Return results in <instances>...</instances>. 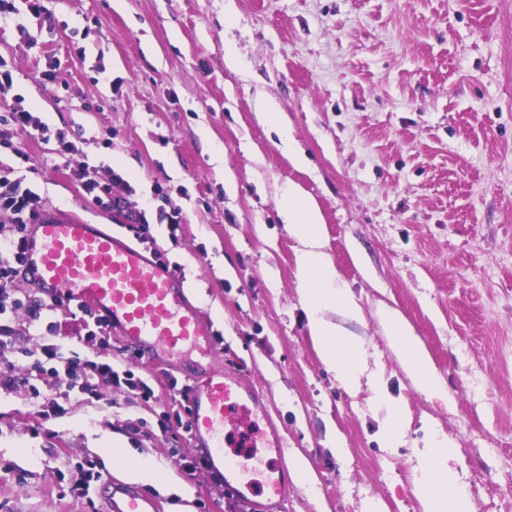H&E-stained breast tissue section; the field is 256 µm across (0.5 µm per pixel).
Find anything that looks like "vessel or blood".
Wrapping results in <instances>:
<instances>
[{"instance_id":"b4317fda","label":"vessel or blood","mask_w":512,"mask_h":512,"mask_svg":"<svg viewBox=\"0 0 512 512\" xmlns=\"http://www.w3.org/2000/svg\"><path fill=\"white\" fill-rule=\"evenodd\" d=\"M25 267L45 299L68 295L101 315L131 347L176 355L197 351L196 372L187 376L188 420L197 447L224 470V489L234 496L262 493L265 512H283L288 465L283 438L261 427L240 435V417L265 409L239 376L213 368V327L187 298L180 280L135 246L99 225L47 216L25 246ZM102 512H157L156 501L132 484L104 480Z\"/></svg>"}]
</instances>
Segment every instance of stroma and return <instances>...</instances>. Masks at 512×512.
Masks as SVG:
<instances>
[{
  "label": "stroma",
  "mask_w": 512,
  "mask_h": 512,
  "mask_svg": "<svg viewBox=\"0 0 512 512\" xmlns=\"http://www.w3.org/2000/svg\"><path fill=\"white\" fill-rule=\"evenodd\" d=\"M14 4L17 19L0 21L13 77L0 110L23 96L79 152L60 166L57 141L3 121L0 170L24 175L40 210L100 225L183 280L216 329L214 366L263 392L287 461L316 478L285 512H421L410 459L427 423L454 442L448 465L475 512H512V0H43L38 16ZM268 100L306 166L279 149ZM115 173L125 186L84 193ZM288 187L320 210L322 251L363 314L347 327L409 423L400 447L384 446L373 393L321 361L278 210ZM170 207L177 234L154 223L137 240L140 212ZM389 308L447 400L417 390ZM10 318L2 371L45 330L27 309ZM111 336L109 355L154 399L105 388L46 420L26 385L0 391V512H101L97 492L70 486L87 459L123 478L105 451L115 434L166 472L145 488L159 512H252L218 471L185 468L200 451L172 413L196 352L150 358Z\"/></svg>",
  "instance_id": "obj_1"
}]
</instances>
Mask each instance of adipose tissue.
<instances>
[{
	"instance_id": "obj_1",
	"label": "adipose tissue",
	"mask_w": 512,
	"mask_h": 512,
	"mask_svg": "<svg viewBox=\"0 0 512 512\" xmlns=\"http://www.w3.org/2000/svg\"><path fill=\"white\" fill-rule=\"evenodd\" d=\"M278 204L290 234L300 244L296 254L297 278L309 313L311 335L320 345L321 359L346 387L355 388L360 381H367L375 399L388 410L382 439L387 447H399L407 430L401 407L386 396L382 376L369 370L365 363L364 339L349 334L332 319L337 312L358 321L362 311L340 285L335 268L320 251V211L315 203L292 188L281 194ZM384 321L391 345L400 353L416 387L430 397L447 399L441 377L412 328L394 310L385 312ZM109 452L113 462L124 467L128 481L161 484L159 465L147 458H132L120 437H113ZM453 454V443L438 432L432 433L425 447L417 449L415 470L422 512H473L468 494L448 465Z\"/></svg>"
}]
</instances>
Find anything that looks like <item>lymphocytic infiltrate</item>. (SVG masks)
I'll list each match as a JSON object with an SVG mask.
<instances>
[{
  "label": "lymphocytic infiltrate",
  "instance_id": "1",
  "mask_svg": "<svg viewBox=\"0 0 512 512\" xmlns=\"http://www.w3.org/2000/svg\"><path fill=\"white\" fill-rule=\"evenodd\" d=\"M37 199V194L22 181L0 178V213L11 214L14 218L13 223L0 225V350L8 348L14 340V328L6 317L8 311L26 306L47 317L49 336L36 348L24 351L27 368L21 380L39 403L41 417L48 419L65 412L52 395L54 389L64 388L66 394L89 401L97 398L100 386L120 385L125 371L108 357L90 360L66 354L62 346L53 341L52 336L60 327L56 316L63 306L61 300L47 302L32 295L23 299L15 297L11 283L23 265L27 223L38 217ZM21 380L0 371L1 390L13 389Z\"/></svg>",
  "mask_w": 512,
  "mask_h": 512
}]
</instances>
